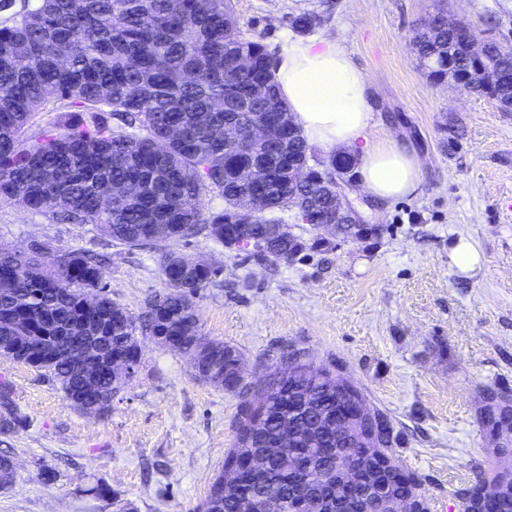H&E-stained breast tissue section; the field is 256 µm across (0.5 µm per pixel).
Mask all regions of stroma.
Segmentation results:
<instances>
[{
	"label": "stroma",
	"mask_w": 512,
	"mask_h": 512,
	"mask_svg": "<svg viewBox=\"0 0 512 512\" xmlns=\"http://www.w3.org/2000/svg\"><path fill=\"white\" fill-rule=\"evenodd\" d=\"M232 3L242 36L277 52L298 36L293 18L317 12L312 36L340 40L367 78L370 138L413 147L422 183L389 204L356 188L350 200L372 235L351 240L325 229L322 246L264 267L193 238L183 254L222 269L198 300L200 334L239 351L253 390L289 353L349 378L392 422L395 462L418 476L433 512H458L450 493L491 445L479 423L481 391H512V112L432 83L411 37L444 9L512 41V0ZM461 238L481 256L474 270L453 261ZM37 241L104 255L108 294L133 318L165 289L157 253L0 200V248ZM139 342L140 368L104 417L74 408L40 371L0 359V381L27 418L0 434L16 464L0 512H197L236 441L242 398L198 378L188 357L152 336ZM45 466L53 481L41 476ZM99 484L109 499L91 495Z\"/></svg>",
	"instance_id": "1"
}]
</instances>
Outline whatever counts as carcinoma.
I'll list each match as a JSON object with an SVG mask.
<instances>
[{"label":"carcinoma","instance_id":"carcinoma-1","mask_svg":"<svg viewBox=\"0 0 512 512\" xmlns=\"http://www.w3.org/2000/svg\"><path fill=\"white\" fill-rule=\"evenodd\" d=\"M9 20L0 26V198L19 202L61 223L91 224L104 237L130 249L159 252L166 292L146 299L141 323L105 292L101 260L83 251H60L36 243L25 258L0 249V348L8 361L43 370L64 394L72 387L66 359L39 363L38 345L78 328L104 337L110 357L134 355L137 333L180 336L175 347L205 355L224 368L216 381L229 391L241 386L235 348L203 343L197 336V300L221 273L205 260L180 278L177 246L203 233L241 251L258 265L286 261L313 247L290 229L297 210L331 218L336 155L315 158L288 105L280 97L274 53L260 39H245L231 0H0ZM440 12L413 31L412 48L427 77L447 75L448 47L459 42ZM40 112H58L51 128L26 135ZM277 113L286 138L256 146L260 161L224 148V124L241 127ZM312 164L301 182L288 181L281 158ZM254 168L243 182L240 170ZM105 186L121 194L102 203ZM262 191L263 212L251 224L235 220L236 208ZM222 206L205 211L204 197ZM257 247H249V241ZM128 374L105 364L97 378L105 394L102 415ZM364 401L351 381L326 371L315 382L301 374L273 373L270 387L244 402L228 469L252 454L266 456L263 471L243 472L232 483L214 480L203 512H264L249 505L259 497L276 512H300L293 493L307 485L318 512H362L369 493L411 497L418 483H400L381 467L399 435L389 431L384 449L358 444L361 478H336V382ZM10 387L0 383V433L25 422ZM483 426L509 434L512 398L484 389ZM14 479V460L0 453V485Z\"/></svg>","mask_w":512,"mask_h":512}]
</instances>
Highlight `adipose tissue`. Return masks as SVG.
Returning a JSON list of instances; mask_svg holds the SVG:
<instances>
[{"label":"adipose tissue","instance_id":"obj_1","mask_svg":"<svg viewBox=\"0 0 512 512\" xmlns=\"http://www.w3.org/2000/svg\"><path fill=\"white\" fill-rule=\"evenodd\" d=\"M276 78L308 142L355 154L362 186L374 200L389 203L415 195L422 162L394 139L369 140L368 84L338 40L289 41Z\"/></svg>","mask_w":512,"mask_h":512}]
</instances>
